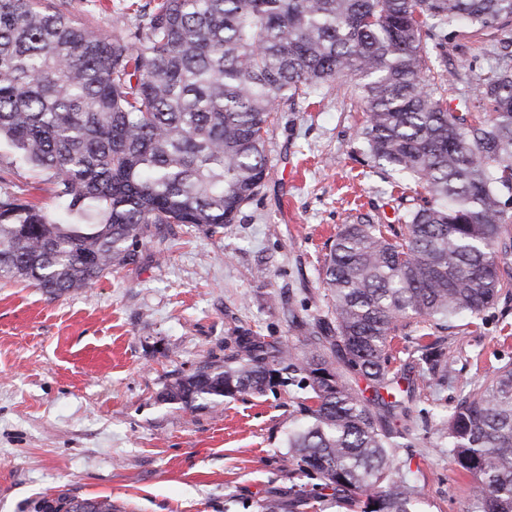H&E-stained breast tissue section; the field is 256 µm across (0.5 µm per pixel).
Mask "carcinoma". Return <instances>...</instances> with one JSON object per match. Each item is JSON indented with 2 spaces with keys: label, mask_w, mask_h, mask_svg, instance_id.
<instances>
[{
  "label": "carcinoma",
  "mask_w": 512,
  "mask_h": 512,
  "mask_svg": "<svg viewBox=\"0 0 512 512\" xmlns=\"http://www.w3.org/2000/svg\"><path fill=\"white\" fill-rule=\"evenodd\" d=\"M102 34L66 2L0 0V138L48 174L61 221L35 196H0V280L61 296L136 262L172 225L213 236L236 222L267 169L272 113L353 82L364 152L420 191L386 225L345 224L322 267L331 310L290 314L297 341L240 327L213 356L166 384L182 409L303 391L287 448L310 489L259 512H417L422 488L399 462L412 383L390 369L392 340L419 332L413 362L448 382L440 333L512 286V58L480 75L476 102L445 96V32L512 25V0H148ZM363 380L371 392L353 385ZM474 485L467 512H512V365L470 384L437 429ZM35 512H117L109 496L59 495Z\"/></svg>",
  "instance_id": "cac0c4a2"
}]
</instances>
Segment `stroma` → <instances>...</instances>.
Returning a JSON list of instances; mask_svg holds the SVG:
<instances>
[{"mask_svg": "<svg viewBox=\"0 0 512 512\" xmlns=\"http://www.w3.org/2000/svg\"><path fill=\"white\" fill-rule=\"evenodd\" d=\"M512 31L463 27L447 43L452 105L475 93ZM362 112L347 83L277 113L267 176L224 233L182 227L144 244L140 261L58 298L0 281V512H34L43 497L110 496L119 512H258L309 483L286 448L304 418L287 388L185 410L159 394L174 373L220 353L234 329L294 337L291 315L326 311L320 270L342 225L398 218L385 173L360 152ZM0 194L46 173L15 160ZM447 388L416 379L411 447L400 463L423 489L424 512H466L472 483L448 463L436 418L465 382L512 365V289L478 319L447 331Z\"/></svg>", "mask_w": 512, "mask_h": 512, "instance_id": "stroma-1", "label": "stroma"}]
</instances>
